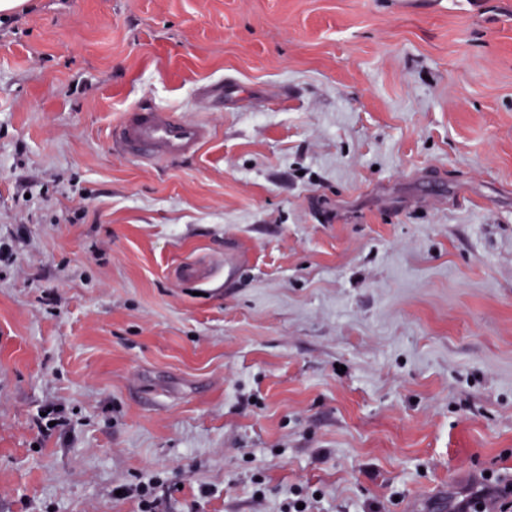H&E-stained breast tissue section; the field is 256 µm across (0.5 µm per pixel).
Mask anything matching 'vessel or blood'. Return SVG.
<instances>
[{
    "label": "vessel or blood",
    "mask_w": 512,
    "mask_h": 512,
    "mask_svg": "<svg viewBox=\"0 0 512 512\" xmlns=\"http://www.w3.org/2000/svg\"><path fill=\"white\" fill-rule=\"evenodd\" d=\"M209 136L206 123L182 119L168 109L134 107L114 125L111 145L135 163L160 165L198 152Z\"/></svg>",
    "instance_id": "obj_1"
}]
</instances>
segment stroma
Masks as SVG:
<instances>
[{"mask_svg": "<svg viewBox=\"0 0 512 512\" xmlns=\"http://www.w3.org/2000/svg\"><path fill=\"white\" fill-rule=\"evenodd\" d=\"M136 105L212 136L141 167ZM0 512H424L512 476V0L0 12ZM160 482L156 477H147L135 484H128L122 488V495L136 498L141 505V512H156L158 507L156 489ZM319 497L320 492L318 490L309 493L302 489H294L283 504L281 512H313L312 508ZM298 503H304V508L297 509Z\"/></svg>", "mask_w": 512, "mask_h": 512, "instance_id": "stroma-1", "label": "stroma"}]
</instances>
